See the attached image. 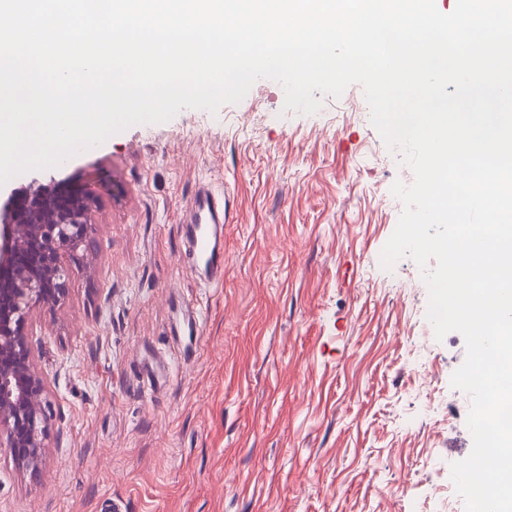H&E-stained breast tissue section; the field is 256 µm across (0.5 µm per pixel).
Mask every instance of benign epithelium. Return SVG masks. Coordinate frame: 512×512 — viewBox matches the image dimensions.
<instances>
[{
    "instance_id": "7a95c632",
    "label": "benign epithelium",
    "mask_w": 512,
    "mask_h": 512,
    "mask_svg": "<svg viewBox=\"0 0 512 512\" xmlns=\"http://www.w3.org/2000/svg\"><path fill=\"white\" fill-rule=\"evenodd\" d=\"M96 209L87 188L45 185L0 199V451L32 475L45 464L50 423L27 327L35 306L65 298L64 257L87 245Z\"/></svg>"
}]
</instances>
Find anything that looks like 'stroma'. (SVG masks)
Returning a JSON list of instances; mask_svg holds the SVG:
<instances>
[{
  "label": "stroma",
  "instance_id": "obj_1",
  "mask_svg": "<svg viewBox=\"0 0 512 512\" xmlns=\"http://www.w3.org/2000/svg\"><path fill=\"white\" fill-rule=\"evenodd\" d=\"M285 108L254 83L217 113L138 124L11 188L98 197L67 295L28 331L47 381L41 473L0 459V512H464L463 336L424 325L413 259L380 254L413 173L361 85ZM224 200V281L199 284L180 227L198 186ZM97 259L86 269L87 255ZM197 344L176 335L188 311ZM441 407L422 417L417 358Z\"/></svg>",
  "mask_w": 512,
  "mask_h": 512
}]
</instances>
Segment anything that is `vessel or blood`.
<instances>
[{
    "label": "vessel or blood",
    "instance_id": "vessel-or-blood-1",
    "mask_svg": "<svg viewBox=\"0 0 512 512\" xmlns=\"http://www.w3.org/2000/svg\"><path fill=\"white\" fill-rule=\"evenodd\" d=\"M190 218L182 234L195 272L207 284L224 280V204L209 189L195 193L188 204Z\"/></svg>",
    "mask_w": 512,
    "mask_h": 512
}]
</instances>
